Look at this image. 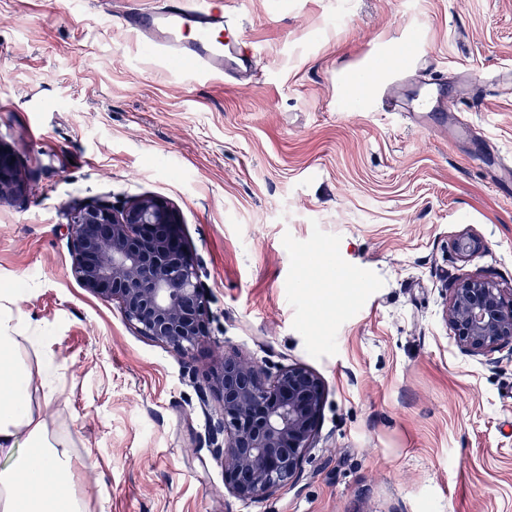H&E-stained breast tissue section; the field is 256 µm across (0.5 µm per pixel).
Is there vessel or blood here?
Masks as SVG:
<instances>
[{
	"label": "vessel or blood",
	"mask_w": 512,
	"mask_h": 512,
	"mask_svg": "<svg viewBox=\"0 0 512 512\" xmlns=\"http://www.w3.org/2000/svg\"><path fill=\"white\" fill-rule=\"evenodd\" d=\"M124 28L166 62L188 66L199 78L235 75L249 78L256 69V53L242 36L240 17L224 0H158L150 10L124 12ZM437 93L421 86L410 98L389 97L394 112H430Z\"/></svg>",
	"instance_id": "b4317fda"
}]
</instances>
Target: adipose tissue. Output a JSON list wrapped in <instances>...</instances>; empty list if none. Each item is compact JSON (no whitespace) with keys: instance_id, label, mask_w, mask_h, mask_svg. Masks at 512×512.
I'll list each match as a JSON object with an SVG mask.
<instances>
[{"instance_id":"1","label":"adipose tissue","mask_w":512,"mask_h":512,"mask_svg":"<svg viewBox=\"0 0 512 512\" xmlns=\"http://www.w3.org/2000/svg\"><path fill=\"white\" fill-rule=\"evenodd\" d=\"M20 322L0 318V512H84L72 489L78 469L67 439L50 432L33 403Z\"/></svg>"}]
</instances>
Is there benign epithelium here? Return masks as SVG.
<instances>
[{"instance_id": "benign-epithelium-1", "label": "benign epithelium", "mask_w": 512, "mask_h": 512, "mask_svg": "<svg viewBox=\"0 0 512 512\" xmlns=\"http://www.w3.org/2000/svg\"><path fill=\"white\" fill-rule=\"evenodd\" d=\"M14 151L0 146V199L25 192ZM72 271L82 288L118 304L142 336L183 355L209 334V311L198 265L187 248L179 213L144 197L120 208L104 201L71 218ZM449 324L470 355L512 345V298L489 280L460 278L451 290ZM220 408L207 444L224 463V488L240 500L274 495L302 474L317 439L325 400L311 370L271 375L226 352L208 378Z\"/></svg>"}]
</instances>
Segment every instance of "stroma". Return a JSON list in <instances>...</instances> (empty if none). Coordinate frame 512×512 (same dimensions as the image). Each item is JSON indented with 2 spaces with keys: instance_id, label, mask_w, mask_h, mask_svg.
<instances>
[{
  "instance_id": "1",
  "label": "stroma",
  "mask_w": 512,
  "mask_h": 512,
  "mask_svg": "<svg viewBox=\"0 0 512 512\" xmlns=\"http://www.w3.org/2000/svg\"><path fill=\"white\" fill-rule=\"evenodd\" d=\"M155 2L0 0V144L27 186L0 200V286L37 339L35 401L55 374L51 432L93 461L89 512H512V348L466 354L446 320L461 275L512 294V0H249L247 88L184 81L115 19ZM411 33L402 89L450 104L422 126L348 91ZM145 196L200 265L210 331L185 356L71 271L70 210ZM230 350L326 390L302 478L257 501L206 443Z\"/></svg>"
}]
</instances>
